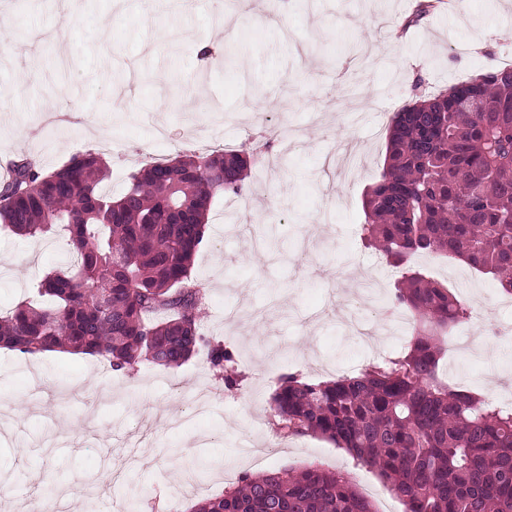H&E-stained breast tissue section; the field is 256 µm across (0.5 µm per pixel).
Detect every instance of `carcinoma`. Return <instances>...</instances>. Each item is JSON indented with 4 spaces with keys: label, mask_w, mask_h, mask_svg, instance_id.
Segmentation results:
<instances>
[{
    "label": "carcinoma",
    "mask_w": 512,
    "mask_h": 512,
    "mask_svg": "<svg viewBox=\"0 0 512 512\" xmlns=\"http://www.w3.org/2000/svg\"><path fill=\"white\" fill-rule=\"evenodd\" d=\"M434 9L420 0L402 25ZM451 89L476 92L482 110H460L441 91L396 112L362 202L366 246L402 270L386 304L412 316L408 350L329 381L286 374L271 416L281 438L316 435L375 469L406 512H512V409L439 375L448 330L472 309L411 266L423 254L456 258L512 296V67L489 64ZM255 162L245 149L182 153L130 174L116 198L95 153L49 173L27 157L13 162L0 230L35 240L61 231L74 260L39 282L50 305L21 302L0 317V346L101 357L126 372L179 367L206 346L225 387L237 386L232 351L201 330L204 288L191 267L213 200L242 194ZM194 512L374 510L349 476L310 466L244 473Z\"/></svg>",
    "instance_id": "1"
}]
</instances>
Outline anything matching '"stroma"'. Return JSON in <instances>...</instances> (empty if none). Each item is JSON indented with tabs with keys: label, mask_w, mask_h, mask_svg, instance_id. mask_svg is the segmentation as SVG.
Returning <instances> with one entry per match:
<instances>
[{
	"label": "stroma",
	"mask_w": 512,
	"mask_h": 512,
	"mask_svg": "<svg viewBox=\"0 0 512 512\" xmlns=\"http://www.w3.org/2000/svg\"><path fill=\"white\" fill-rule=\"evenodd\" d=\"M417 0H0V164L37 156L46 171L99 153L108 186L181 152L239 150L274 127L295 130L251 167L242 196L215 199L192 275L206 291V336L226 343L244 379L227 389L199 351L178 368L127 374L89 356L0 349V512L67 491L75 512H175L228 488V476L318 465L352 477L375 512L406 506L370 468L314 436L279 440L269 399L288 372L322 381L388 357L385 300L398 279L361 241L362 199L384 165L390 117L418 96L485 66L482 50L512 56V0H457L404 36ZM208 39L238 52L201 62ZM352 151L355 173L327 164ZM64 237L0 232V313L41 304L35 284L67 261ZM477 313L462 331L479 354L446 352L440 375L512 402V298L444 256L413 262ZM207 411H190L199 393ZM206 456L205 477L181 476Z\"/></svg>",
	"instance_id": "35a3bbf8"
}]
</instances>
